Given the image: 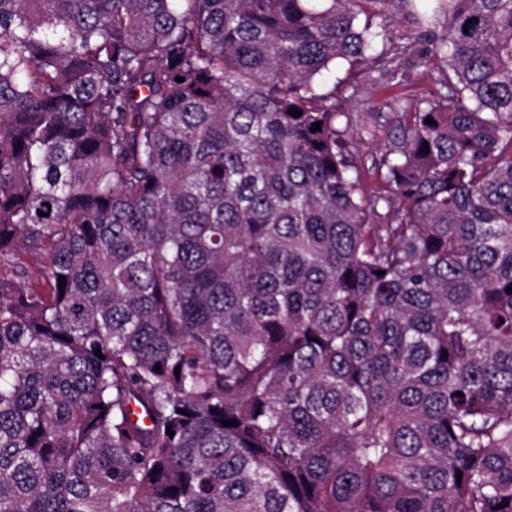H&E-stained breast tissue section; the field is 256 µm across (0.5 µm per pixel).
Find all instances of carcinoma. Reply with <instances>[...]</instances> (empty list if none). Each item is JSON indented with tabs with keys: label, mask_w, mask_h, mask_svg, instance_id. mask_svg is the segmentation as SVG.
<instances>
[{
	"label": "carcinoma",
	"mask_w": 512,
	"mask_h": 512,
	"mask_svg": "<svg viewBox=\"0 0 512 512\" xmlns=\"http://www.w3.org/2000/svg\"><path fill=\"white\" fill-rule=\"evenodd\" d=\"M409 2L0 0V512H512V0L373 193L320 83Z\"/></svg>",
	"instance_id": "carcinoma-1"
}]
</instances>
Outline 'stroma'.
<instances>
[{"label":"stroma","instance_id":"obj_1","mask_svg":"<svg viewBox=\"0 0 512 512\" xmlns=\"http://www.w3.org/2000/svg\"><path fill=\"white\" fill-rule=\"evenodd\" d=\"M433 37L412 15L397 13L385 44L368 53L355 68L353 87L336 89V106L366 123L368 130H348L350 154L363 171L367 190L379 188L374 175L392 145L403 113L413 111L440 90L443 64L432 57Z\"/></svg>","mask_w":512,"mask_h":512}]
</instances>
